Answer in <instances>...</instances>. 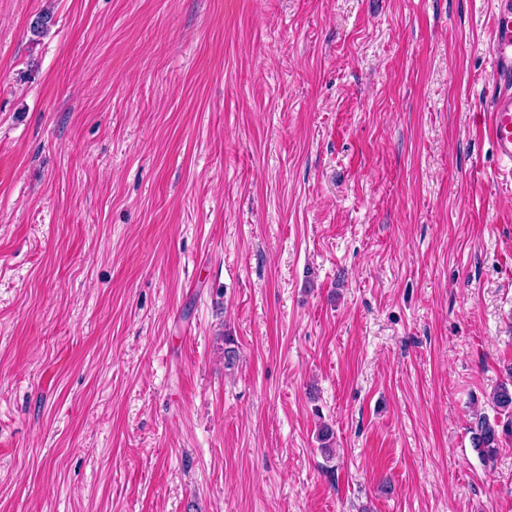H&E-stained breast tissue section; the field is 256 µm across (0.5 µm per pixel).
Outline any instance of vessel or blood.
Listing matches in <instances>:
<instances>
[{"label":"vessel or blood","mask_w":512,"mask_h":512,"mask_svg":"<svg viewBox=\"0 0 512 512\" xmlns=\"http://www.w3.org/2000/svg\"><path fill=\"white\" fill-rule=\"evenodd\" d=\"M493 77L498 86L481 114L482 131L492 140L512 178V0H497L489 32Z\"/></svg>","instance_id":"vessel-or-blood-1"}]
</instances>
